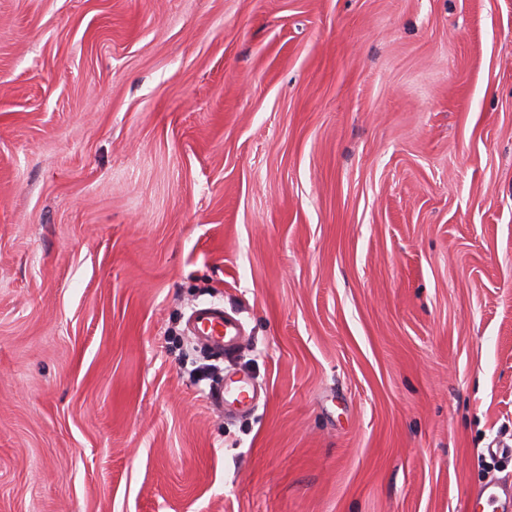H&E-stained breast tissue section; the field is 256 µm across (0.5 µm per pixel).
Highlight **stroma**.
<instances>
[{"label": "stroma", "instance_id": "35a3bbf8", "mask_svg": "<svg viewBox=\"0 0 512 512\" xmlns=\"http://www.w3.org/2000/svg\"><path fill=\"white\" fill-rule=\"evenodd\" d=\"M496 443L512 0H0V512H469ZM193 336L209 342L219 355L235 354L244 343L241 322L224 312V308L204 305L194 309L189 317ZM260 398V392L250 379L237 374L228 375L224 381V391H218V401L224 411H242L251 408Z\"/></svg>", "mask_w": 512, "mask_h": 512}]
</instances>
